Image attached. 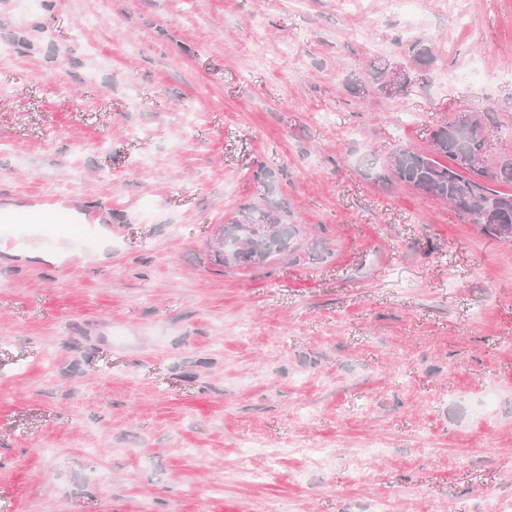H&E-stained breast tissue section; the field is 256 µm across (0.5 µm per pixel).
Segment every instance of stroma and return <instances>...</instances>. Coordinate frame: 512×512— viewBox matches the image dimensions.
<instances>
[{
  "mask_svg": "<svg viewBox=\"0 0 512 512\" xmlns=\"http://www.w3.org/2000/svg\"><path fill=\"white\" fill-rule=\"evenodd\" d=\"M419 14L386 98L349 86L409 63L390 0H0V512L512 503V242L369 167L488 108L512 156V0ZM267 198L297 256L215 265Z\"/></svg>",
  "mask_w": 512,
  "mask_h": 512,
  "instance_id": "obj_1",
  "label": "stroma"
}]
</instances>
